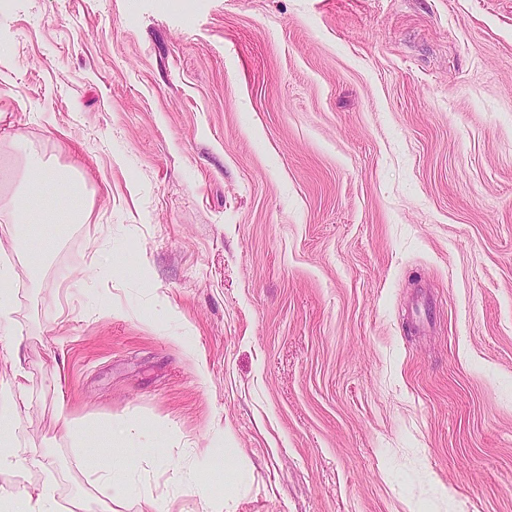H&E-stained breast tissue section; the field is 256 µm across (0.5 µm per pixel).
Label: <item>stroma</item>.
Returning <instances> with one entry per match:
<instances>
[{
  "label": "stroma",
  "instance_id": "35a3bbf8",
  "mask_svg": "<svg viewBox=\"0 0 512 512\" xmlns=\"http://www.w3.org/2000/svg\"><path fill=\"white\" fill-rule=\"evenodd\" d=\"M0 110L92 211L0 223V485L139 423L117 512H512V0H0ZM15 267L10 261H0V344L13 335V313L15 308ZM57 420L61 429L77 448H84L85 429L80 422L68 411L65 403L61 401L57 406Z\"/></svg>",
  "mask_w": 512,
  "mask_h": 512
}]
</instances>
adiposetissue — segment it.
Instances as JSON below:
<instances>
[{
	"mask_svg": "<svg viewBox=\"0 0 512 512\" xmlns=\"http://www.w3.org/2000/svg\"><path fill=\"white\" fill-rule=\"evenodd\" d=\"M1 143L8 144L21 160L23 182L47 190L53 198L51 207L47 208L41 199L30 194L15 191L6 197L0 195V219H7L12 224L15 237H32L35 226L41 223H88L90 210L85 203L83 176H64L56 166L30 151L22 136L0 135ZM86 467L109 488L112 500L120 501L133 495L136 463L132 458L118 454L113 456L111 464L90 461ZM0 512H56L55 488L45 485L40 494L33 497L18 487L0 486Z\"/></svg>",
	"mask_w": 512,
	"mask_h": 512,
	"instance_id": "1",
	"label": "adipose tissue"
}]
</instances>
